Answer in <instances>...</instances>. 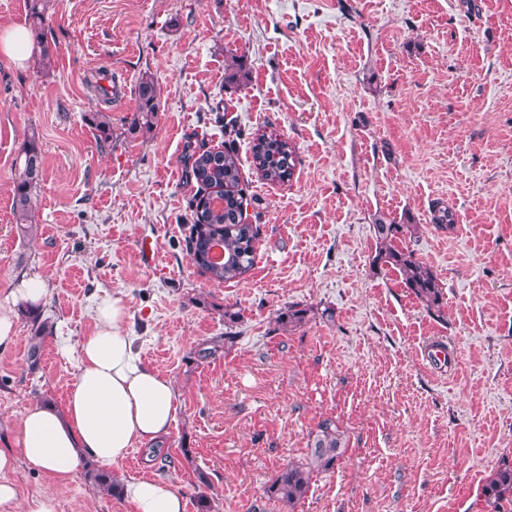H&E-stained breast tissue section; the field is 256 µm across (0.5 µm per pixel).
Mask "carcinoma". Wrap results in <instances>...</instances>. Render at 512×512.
<instances>
[{"label":"carcinoma","instance_id":"1","mask_svg":"<svg viewBox=\"0 0 512 512\" xmlns=\"http://www.w3.org/2000/svg\"><path fill=\"white\" fill-rule=\"evenodd\" d=\"M31 26L42 29L45 4L29 0ZM139 100L137 122L150 129L156 112L157 88L149 75L141 77L137 86ZM23 169L13 190L12 212L16 224L25 227L32 212L33 193L42 178V160L36 139L23 148ZM253 164L263 180L285 183L293 176L295 156L287 141L272 133H257L252 145ZM191 162L188 176L198 185L194 222L188 236L189 251L195 263L210 278L231 281L245 275L253 266L254 244L258 228L246 221L240 189V169L234 150H200L187 155ZM379 249L372 259L375 267H387L402 274L404 284L428 310L442 313V288L435 274L420 262L402 239L414 234L415 225L400 224L383 217L373 225ZM22 314L31 323L27 360L35 369L53 324L41 318L40 307L25 306ZM344 452L343 432L335 421L325 419L318 424L306 455L279 470L266 488L268 499L293 510L307 498L313 478L335 469ZM84 479L111 497L121 496V482L112 472L92 461L83 467ZM489 512H512V464L503 463L483 489Z\"/></svg>","mask_w":512,"mask_h":512}]
</instances>
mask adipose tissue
<instances>
[{
    "label": "adipose tissue",
    "mask_w": 512,
    "mask_h": 512,
    "mask_svg": "<svg viewBox=\"0 0 512 512\" xmlns=\"http://www.w3.org/2000/svg\"><path fill=\"white\" fill-rule=\"evenodd\" d=\"M93 318V330L79 342L80 365L64 405L29 408L19 423L20 456L0 450V512H11L18 497L17 461L65 478L89 460L115 464L132 449L157 450L171 432L175 387L142 360L120 299L103 297ZM124 496L133 512L186 510L183 494L156 478L130 479Z\"/></svg>",
    "instance_id": "obj_1"
}]
</instances>
